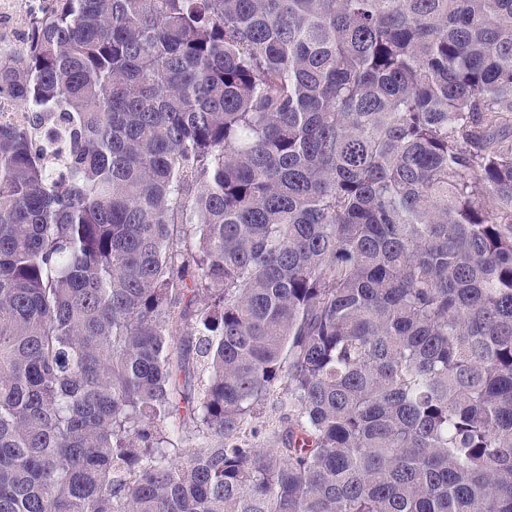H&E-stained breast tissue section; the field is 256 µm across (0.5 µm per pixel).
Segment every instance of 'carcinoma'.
<instances>
[{
	"label": "carcinoma",
	"mask_w": 512,
	"mask_h": 512,
	"mask_svg": "<svg viewBox=\"0 0 512 512\" xmlns=\"http://www.w3.org/2000/svg\"><path fill=\"white\" fill-rule=\"evenodd\" d=\"M2 102L0 512H512V0H51Z\"/></svg>",
	"instance_id": "obj_1"
}]
</instances>
